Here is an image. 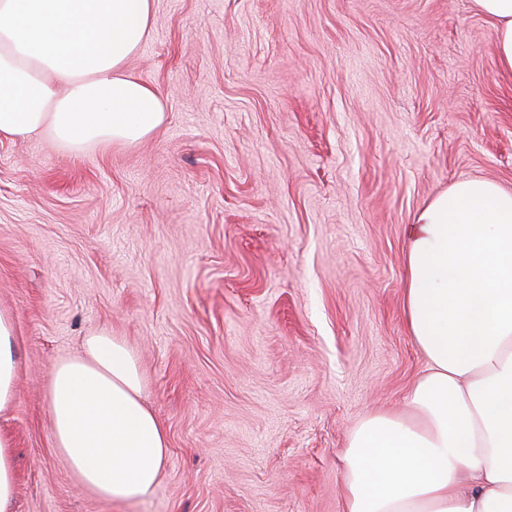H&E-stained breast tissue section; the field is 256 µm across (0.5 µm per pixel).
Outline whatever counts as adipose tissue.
I'll return each mask as SVG.
<instances>
[{
  "label": "adipose tissue",
  "mask_w": 512,
  "mask_h": 512,
  "mask_svg": "<svg viewBox=\"0 0 512 512\" xmlns=\"http://www.w3.org/2000/svg\"><path fill=\"white\" fill-rule=\"evenodd\" d=\"M512 71V0H474ZM154 0H0V139L82 153L164 124L129 70ZM404 316L426 368L400 411H370L342 454L344 512H512V191L461 180L407 228ZM16 329L0 311V409L17 397ZM132 350L99 328L48 371L53 446L106 503L157 484L167 433Z\"/></svg>",
  "instance_id": "obj_1"
}]
</instances>
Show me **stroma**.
Returning <instances> with one entry per match:
<instances>
[{
    "label": "stroma",
    "mask_w": 512,
    "mask_h": 512,
    "mask_svg": "<svg viewBox=\"0 0 512 512\" xmlns=\"http://www.w3.org/2000/svg\"><path fill=\"white\" fill-rule=\"evenodd\" d=\"M137 147L0 142V310L16 325L8 512H343L340 456L423 373L406 231L453 183L512 190V72L474 0H154ZM105 327L169 448L108 505L56 454L51 364Z\"/></svg>",
    "instance_id": "35a3bbf8"
}]
</instances>
